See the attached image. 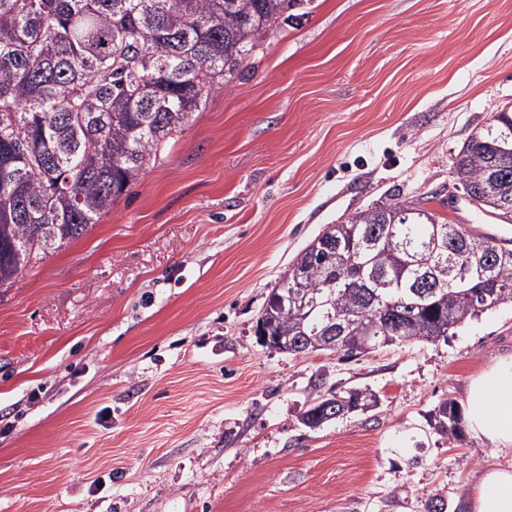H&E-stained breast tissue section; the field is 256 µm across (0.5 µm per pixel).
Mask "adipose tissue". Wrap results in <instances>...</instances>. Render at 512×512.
Listing matches in <instances>:
<instances>
[{"instance_id": "1", "label": "adipose tissue", "mask_w": 512, "mask_h": 512, "mask_svg": "<svg viewBox=\"0 0 512 512\" xmlns=\"http://www.w3.org/2000/svg\"><path fill=\"white\" fill-rule=\"evenodd\" d=\"M464 421L474 437L512 455V356L496 360L472 379ZM466 508L468 512H512V464L486 470Z\"/></svg>"}]
</instances>
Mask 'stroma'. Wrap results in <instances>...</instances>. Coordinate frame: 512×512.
Instances as JSON below:
<instances>
[{
  "label": "stroma",
  "instance_id": "35a3bbf8",
  "mask_svg": "<svg viewBox=\"0 0 512 512\" xmlns=\"http://www.w3.org/2000/svg\"><path fill=\"white\" fill-rule=\"evenodd\" d=\"M512 112V0H302L86 235L0 288V512H462L495 451L431 426L512 354V303L434 343L292 356L256 324L330 224L449 197ZM376 407L316 430L315 380Z\"/></svg>",
  "mask_w": 512,
  "mask_h": 512
}]
</instances>
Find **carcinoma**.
Here are the masks:
<instances>
[{
  "mask_svg": "<svg viewBox=\"0 0 512 512\" xmlns=\"http://www.w3.org/2000/svg\"><path fill=\"white\" fill-rule=\"evenodd\" d=\"M297 0H0V288L85 235L157 160L217 84L244 68ZM464 144L455 174L512 223V113ZM294 299L269 296L257 335L288 354L357 357L446 339L512 303V244L401 202L330 224L289 268ZM378 404L316 391L312 430ZM452 403L435 429L459 436Z\"/></svg>",
  "mask_w": 512,
  "mask_h": 512,
  "instance_id": "obj_1",
  "label": "carcinoma"
}]
</instances>
